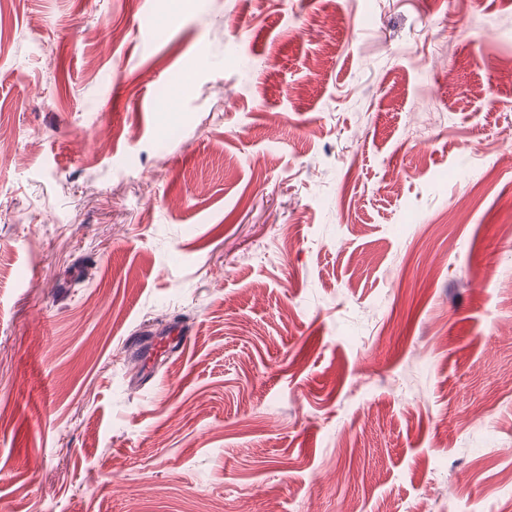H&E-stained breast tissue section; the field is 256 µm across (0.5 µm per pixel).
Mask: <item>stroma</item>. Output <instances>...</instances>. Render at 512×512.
<instances>
[{
  "label": "stroma",
  "mask_w": 512,
  "mask_h": 512,
  "mask_svg": "<svg viewBox=\"0 0 512 512\" xmlns=\"http://www.w3.org/2000/svg\"><path fill=\"white\" fill-rule=\"evenodd\" d=\"M508 152L512 0H0V512H512Z\"/></svg>",
  "instance_id": "1"
}]
</instances>
